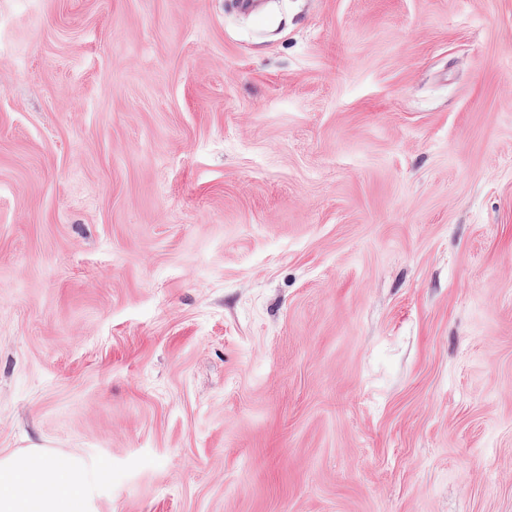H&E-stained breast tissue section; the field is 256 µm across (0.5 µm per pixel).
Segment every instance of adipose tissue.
Instances as JSON below:
<instances>
[{
	"instance_id": "adipose-tissue-1",
	"label": "adipose tissue",
	"mask_w": 512,
	"mask_h": 512,
	"mask_svg": "<svg viewBox=\"0 0 512 512\" xmlns=\"http://www.w3.org/2000/svg\"><path fill=\"white\" fill-rule=\"evenodd\" d=\"M106 475L104 465L41 447L0 455V512H94Z\"/></svg>"
}]
</instances>
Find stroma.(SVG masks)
Masks as SVG:
<instances>
[{
    "label": "stroma",
    "mask_w": 512,
    "mask_h": 512,
    "mask_svg": "<svg viewBox=\"0 0 512 512\" xmlns=\"http://www.w3.org/2000/svg\"><path fill=\"white\" fill-rule=\"evenodd\" d=\"M98 512H512V0H0V455ZM106 475L102 464L41 447L0 455V512H93Z\"/></svg>",
    "instance_id": "stroma-1"
}]
</instances>
